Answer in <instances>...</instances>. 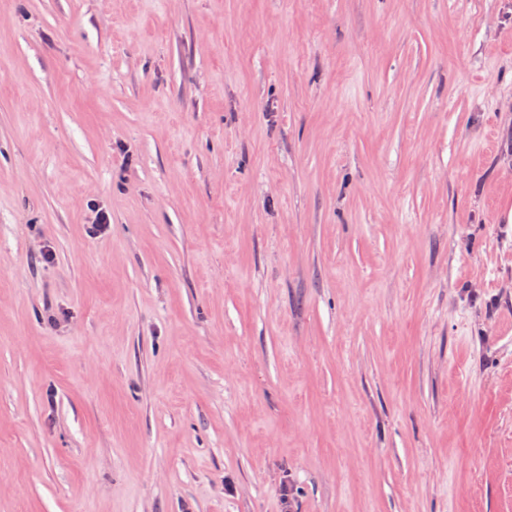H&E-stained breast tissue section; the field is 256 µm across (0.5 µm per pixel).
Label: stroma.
<instances>
[{
    "label": "stroma",
    "instance_id": "35a3bbf8",
    "mask_svg": "<svg viewBox=\"0 0 512 512\" xmlns=\"http://www.w3.org/2000/svg\"><path fill=\"white\" fill-rule=\"evenodd\" d=\"M511 110L512 0H0V512H512Z\"/></svg>",
    "mask_w": 512,
    "mask_h": 512
}]
</instances>
